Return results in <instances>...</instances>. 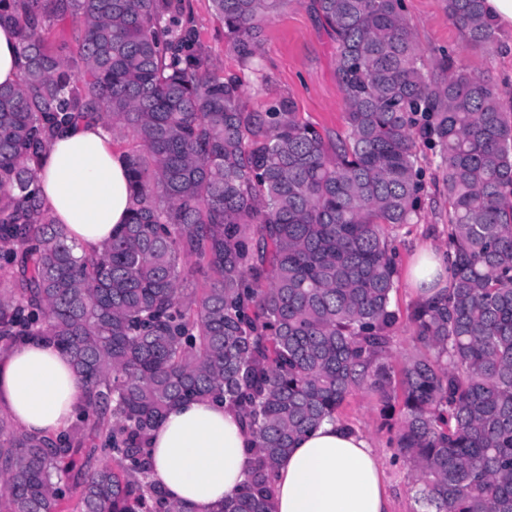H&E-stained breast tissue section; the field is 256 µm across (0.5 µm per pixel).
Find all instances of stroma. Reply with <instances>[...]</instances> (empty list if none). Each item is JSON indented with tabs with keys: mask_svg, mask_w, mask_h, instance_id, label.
<instances>
[{
	"mask_svg": "<svg viewBox=\"0 0 512 512\" xmlns=\"http://www.w3.org/2000/svg\"><path fill=\"white\" fill-rule=\"evenodd\" d=\"M184 2L194 20L196 41L208 63L218 71L241 77L243 101L248 107L257 108L289 97L301 118L321 132L333 135L343 130L345 104L336 80V41L309 10L306 0H293L263 25L260 54L249 69L240 65L212 0ZM404 5L420 49L429 56L451 55L468 70L489 78L499 89L504 111L512 113V29L499 30L498 41L490 49L475 50L466 45L449 20L445 0H404ZM418 152L425 186L419 216L415 223L395 227L390 232L398 254L397 287L392 299V307L400 317L391 357L396 367L412 351L406 316L417 292L409 280V268L421 250L442 248L448 242V199L442 193V173L427 145H420ZM339 418L380 453L392 455L390 443L397 433L398 419L381 417L380 407L370 392L360 390L349 396ZM386 474L392 512H423L409 466L402 461L390 462Z\"/></svg>",
	"mask_w": 512,
	"mask_h": 512,
	"instance_id": "35a3bbf8",
	"label": "stroma"
}]
</instances>
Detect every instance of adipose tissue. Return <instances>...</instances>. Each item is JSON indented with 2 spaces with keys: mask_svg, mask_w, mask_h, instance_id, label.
<instances>
[{
  "mask_svg": "<svg viewBox=\"0 0 512 512\" xmlns=\"http://www.w3.org/2000/svg\"><path fill=\"white\" fill-rule=\"evenodd\" d=\"M121 152L95 121L61 131L39 174L41 194L80 252L100 250L129 216ZM82 390L68 356L38 337L0 353V411L22 432L71 424ZM253 442L241 416L209 398L172 408L151 434L152 479L183 512H217L245 483ZM276 512H390L383 458L360 434L328 421L298 438L273 482Z\"/></svg>",
  "mask_w": 512,
  "mask_h": 512,
  "instance_id": "1",
  "label": "adipose tissue"
}]
</instances>
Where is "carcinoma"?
I'll return each mask as SVG.
<instances>
[{
	"instance_id": "obj_1",
	"label": "carcinoma",
	"mask_w": 512,
	"mask_h": 512,
	"mask_svg": "<svg viewBox=\"0 0 512 512\" xmlns=\"http://www.w3.org/2000/svg\"><path fill=\"white\" fill-rule=\"evenodd\" d=\"M244 66L288 0H213ZM336 40L345 130L282 97L242 102L211 70L183 0H0L17 84L0 86V348L40 336L82 384L56 437L0 416V512H181L146 442L209 397L254 437L221 512H274L272 476L303 434L366 389L399 410L393 442L427 512H512V113L496 86L418 47L403 0H310ZM471 48L497 39L484 0H446ZM81 120L128 133L131 212L77 255L42 199L41 158ZM448 196L450 276L418 295L413 353L390 365L389 226L424 191L418 141Z\"/></svg>"
}]
</instances>
